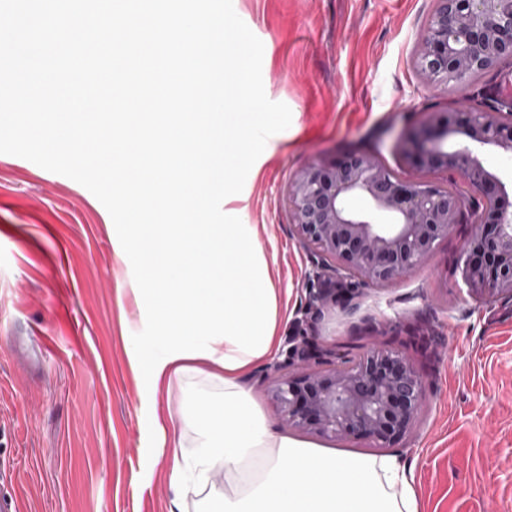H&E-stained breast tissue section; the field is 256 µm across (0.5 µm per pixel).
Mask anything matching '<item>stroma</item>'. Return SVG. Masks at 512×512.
I'll return each instance as SVG.
<instances>
[{"mask_svg":"<svg viewBox=\"0 0 512 512\" xmlns=\"http://www.w3.org/2000/svg\"><path fill=\"white\" fill-rule=\"evenodd\" d=\"M261 40L270 100L291 110L226 214L255 225L280 294L277 334L305 331L322 353L357 359L379 343L420 371L427 399L389 454L410 469L418 512H512V300H475L460 265L473 209L432 257L394 284L354 290L350 313L303 324L319 257L297 236L285 196L310 161L351 150L412 171L397 138L435 112L472 105L470 86L423 87L417 39L435 0H233ZM146 321L112 218L84 186L0 154V463L18 512H198L208 493H176L172 446L153 418L173 421L184 452L187 405L209 391L190 372L147 388L132 352Z\"/></svg>","mask_w":512,"mask_h":512,"instance_id":"35a3bbf8","label":"stroma"}]
</instances>
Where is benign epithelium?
Wrapping results in <instances>:
<instances>
[{"label":"benign epithelium","mask_w":512,"mask_h":512,"mask_svg":"<svg viewBox=\"0 0 512 512\" xmlns=\"http://www.w3.org/2000/svg\"><path fill=\"white\" fill-rule=\"evenodd\" d=\"M512 61V0H437L419 37L415 65L423 85L446 92ZM456 137L462 148L448 147ZM512 155V102L497 98L459 112H438L411 127L400 145L403 162L416 172L397 177L379 158L349 152L313 161L287 187L297 234L341 275L328 286L317 272L306 310L336 308L355 280L387 287L419 268L437 240L461 221L463 198L426 178L440 171L461 179L478 200L475 230L463 251L461 278L477 300H512V191L481 158L485 150ZM364 197L357 210L350 199ZM287 351L291 374L274 377L267 395L290 430L332 440H367L378 449L415 427L425 384L401 352L381 344L359 358L315 363L309 338L294 336Z\"/></svg>","instance_id":"1"}]
</instances>
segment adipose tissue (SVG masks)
<instances>
[{
	"mask_svg": "<svg viewBox=\"0 0 512 512\" xmlns=\"http://www.w3.org/2000/svg\"><path fill=\"white\" fill-rule=\"evenodd\" d=\"M202 364L224 394L198 395L189 411L196 450L174 454L169 479L176 488L205 486L223 466L228 488L208 512H417L412 474L394 458L329 453L273 433L240 384L247 366Z\"/></svg>",
	"mask_w": 512,
	"mask_h": 512,
	"instance_id": "ef3b65f1",
	"label": "adipose tissue"
}]
</instances>
